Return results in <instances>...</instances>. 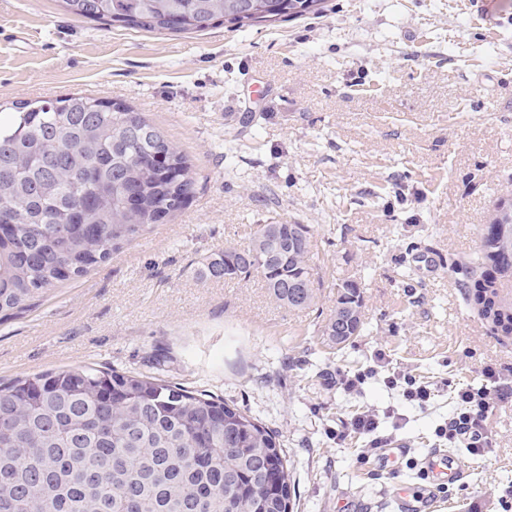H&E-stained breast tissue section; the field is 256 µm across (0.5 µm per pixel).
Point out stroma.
Returning a JSON list of instances; mask_svg holds the SVG:
<instances>
[{
	"mask_svg": "<svg viewBox=\"0 0 512 512\" xmlns=\"http://www.w3.org/2000/svg\"><path fill=\"white\" fill-rule=\"evenodd\" d=\"M86 91L132 105L190 160L195 196L83 276L0 324V382L93 365L140 372L234 405L274 431L295 512H395L366 442L336 430L361 410L392 434L401 480L446 447L451 387L512 367V336L465 299L476 227L512 199V0H324L320 12L191 34L107 27L61 0H0V107ZM308 225L322 286L314 308L275 302L261 277L202 279L203 258L256 225ZM362 292L363 336H319L336 280ZM385 351L439 385L427 409L383 374L337 381ZM401 414L400 423L387 410ZM482 459L439 512H512V403L489 418Z\"/></svg>",
	"mask_w": 512,
	"mask_h": 512,
	"instance_id": "35a3bbf8",
	"label": "stroma"
}]
</instances>
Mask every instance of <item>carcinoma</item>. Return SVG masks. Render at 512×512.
<instances>
[{
    "label": "carcinoma",
    "mask_w": 512,
    "mask_h": 512,
    "mask_svg": "<svg viewBox=\"0 0 512 512\" xmlns=\"http://www.w3.org/2000/svg\"><path fill=\"white\" fill-rule=\"evenodd\" d=\"M77 16L174 34L298 18L323 0H62ZM197 192L179 151L141 112L83 93L17 101L0 115V320L104 262ZM472 307L512 334V217L478 228ZM306 224H258L203 259L201 278L259 275L290 309L316 304ZM319 335L365 331L357 283L338 280ZM277 435L236 406L142 374L87 366L0 385V512H293Z\"/></svg>",
    "instance_id": "1"
}]
</instances>
